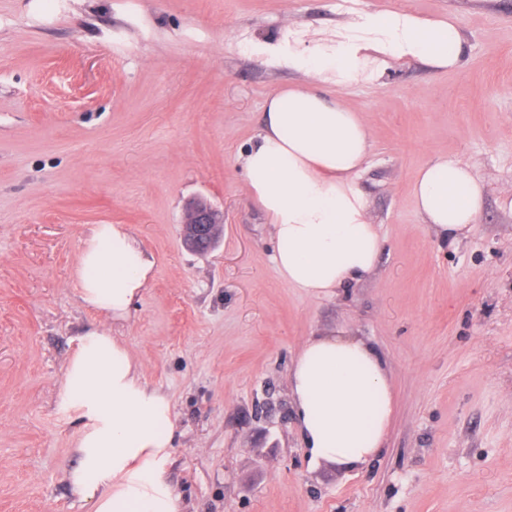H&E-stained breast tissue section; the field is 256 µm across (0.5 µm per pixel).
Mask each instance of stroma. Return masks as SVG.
Segmentation results:
<instances>
[{"instance_id":"obj_1","label":"stroma","mask_w":512,"mask_h":512,"mask_svg":"<svg viewBox=\"0 0 512 512\" xmlns=\"http://www.w3.org/2000/svg\"><path fill=\"white\" fill-rule=\"evenodd\" d=\"M452 14L462 66L418 61L343 93L372 144L358 177L384 240L372 275L315 297L272 257L236 159L299 73L263 48L351 8ZM472 164L475 230L444 242L411 194L421 167ZM512 0H0V512H91L67 473L81 424L58 406L77 339L110 325L176 425L187 512H512ZM224 212L187 250L185 207ZM128 225L153 275L127 319L85 307L89 229ZM369 340L394 416L362 468L311 463L288 371L312 336ZM223 224V211L206 199H195L186 209L181 232L182 243L191 251H209L216 247L223 237Z\"/></svg>"}]
</instances>
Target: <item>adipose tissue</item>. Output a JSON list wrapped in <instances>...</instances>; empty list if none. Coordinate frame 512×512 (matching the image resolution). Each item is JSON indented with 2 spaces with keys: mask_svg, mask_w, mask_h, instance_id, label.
<instances>
[{
  "mask_svg": "<svg viewBox=\"0 0 512 512\" xmlns=\"http://www.w3.org/2000/svg\"><path fill=\"white\" fill-rule=\"evenodd\" d=\"M464 43L455 18L387 10L359 12L334 45L303 47L292 36L272 49L276 62L318 76L266 98L262 128L241 157L247 193L272 225L273 262L292 287L335 294L370 275L383 248L357 183L371 131L339 90L379 82L394 61L457 70ZM484 193L470 164L445 156L422 167L412 186L424 224L452 243L473 232ZM152 268L126 225L98 224L83 241L73 277L86 307L120 321ZM288 389L314 463L353 469L380 453L394 404L387 364L369 341L333 332L309 337L288 372ZM58 400L81 423L78 464L67 477L92 512H183L169 475L170 401L143 380L123 340L105 327L80 336Z\"/></svg>",
  "mask_w": 512,
  "mask_h": 512,
  "instance_id": "obj_1",
  "label": "adipose tissue"
}]
</instances>
